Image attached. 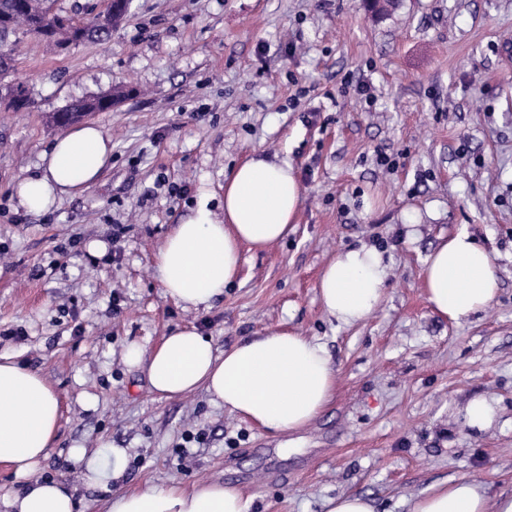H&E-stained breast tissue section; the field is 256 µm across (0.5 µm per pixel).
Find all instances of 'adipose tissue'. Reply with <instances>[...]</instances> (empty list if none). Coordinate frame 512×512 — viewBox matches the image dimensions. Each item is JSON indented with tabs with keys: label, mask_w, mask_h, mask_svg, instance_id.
I'll use <instances>...</instances> for the list:
<instances>
[{
	"label": "adipose tissue",
	"mask_w": 512,
	"mask_h": 512,
	"mask_svg": "<svg viewBox=\"0 0 512 512\" xmlns=\"http://www.w3.org/2000/svg\"><path fill=\"white\" fill-rule=\"evenodd\" d=\"M112 158V140L85 123L56 137L36 172L19 181L22 209L43 213L63 198L94 185ZM301 204L293 167L257 153L224 180V212L206 203L177 224L156 254L166 297L186 308H206L237 277L241 248L262 249L287 237ZM388 266L381 252L360 246L340 250L323 269L318 288L326 313L338 323L365 320L380 305ZM425 297L435 313L460 323L488 307L499 292L490 252L469 233L442 240L426 258ZM124 360L141 368L153 392L179 397L202 388L228 413L270 432L299 431L326 409L336 371L325 347L294 331L246 338L216 353L211 337L192 326L172 329L160 344L133 343ZM62 403L38 372L0 355V466L25 487L8 498V512H76L59 481L34 473L58 428ZM251 500L232 484L178 483L113 493L106 512H250ZM411 512H512V495L489 498L468 479L437 484L413 501Z\"/></svg>",
	"instance_id": "obj_1"
}]
</instances>
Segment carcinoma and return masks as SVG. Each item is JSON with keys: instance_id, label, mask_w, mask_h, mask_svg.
<instances>
[{"instance_id": "cac0c4a2", "label": "carcinoma", "mask_w": 512, "mask_h": 512, "mask_svg": "<svg viewBox=\"0 0 512 512\" xmlns=\"http://www.w3.org/2000/svg\"><path fill=\"white\" fill-rule=\"evenodd\" d=\"M57 0H0V81L13 70L12 46L22 35L48 32L45 41L55 47L85 42L106 40L112 28L98 25L95 17L86 19L87 25L74 28L58 22L63 12L56 7ZM0 94L13 99L18 108H28L34 100L28 88L20 83L0 84ZM112 107V94L82 98L68 104L52 116V123L64 125L69 122L65 115L72 112H99Z\"/></svg>"}]
</instances>
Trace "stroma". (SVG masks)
Returning <instances> with one entry per match:
<instances>
[{"label": "stroma", "mask_w": 512, "mask_h": 512, "mask_svg": "<svg viewBox=\"0 0 512 512\" xmlns=\"http://www.w3.org/2000/svg\"><path fill=\"white\" fill-rule=\"evenodd\" d=\"M11 78L34 104L0 112V353L62 399L38 475L74 488L78 512L201 481L238 485L251 512H327L347 492L410 512L458 478L512 494V0H399L382 15L362 0H131L109 41L23 37ZM116 88L126 99L88 117L112 139L98 182L41 215L18 207L14 184L60 134L52 114ZM256 152L293 166L295 230L243 250L223 296L185 309L163 293L157 250L200 200L222 212L225 177ZM460 231L488 249L500 290L457 324L433 312L422 274ZM362 244L389 275L378 309L343 326L318 279ZM186 325L219 353L269 331L312 337L336 395L291 435L202 390L161 397L124 350ZM478 396L496 409L484 430L462 421ZM113 446L128 451L120 479L87 486L84 455L108 467Z\"/></svg>", "instance_id": "35a3bbf8"}]
</instances>
